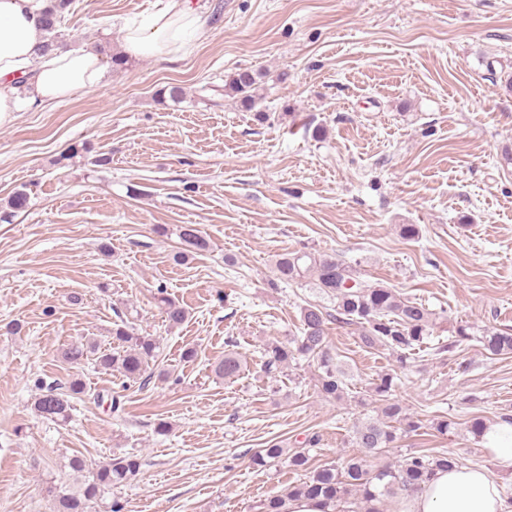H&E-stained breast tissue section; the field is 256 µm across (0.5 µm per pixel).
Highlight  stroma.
<instances>
[{
	"label": "stroma",
	"mask_w": 512,
	"mask_h": 512,
	"mask_svg": "<svg viewBox=\"0 0 512 512\" xmlns=\"http://www.w3.org/2000/svg\"><path fill=\"white\" fill-rule=\"evenodd\" d=\"M154 2L72 0L63 41L119 51L122 23ZM191 3L207 24L178 51L129 59L98 86L0 125V200L31 196L0 223V512H52L44 488L74 454L92 466L140 458L112 493L123 512H258L308 474L256 466L253 455L312 437L311 467L355 454V427L375 415L362 397L384 371L425 433L397 431L376 465L446 451L512 486L469 431L473 419L512 415V356L488 357L477 342L512 333V165L502 161L512 153V0ZM241 68L263 73L257 111L223 93ZM168 85L183 87L182 103L159 104ZM80 139L91 154L60 164ZM95 153L111 165H93ZM180 224L210 241L183 264L173 260ZM403 224L418 225V238L404 239ZM298 250L438 311L427 344L402 364L330 319L343 399L318 393L303 356L267 379L263 344L299 335L302 307L333 306L312 281L275 284L277 256ZM161 293L187 310L181 326L164 322ZM119 318L160 342L146 385L62 357L84 337L105 339ZM12 321L20 334H7ZM460 324L469 339L445 352ZM188 347L197 356L186 362ZM228 352L246 369L217 378ZM75 376L91 393L73 400L66 424L34 413L38 382ZM442 416L457 422L445 435L430 429Z\"/></svg>",
	"instance_id": "obj_1"
}]
</instances>
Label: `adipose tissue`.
<instances>
[{
	"mask_svg": "<svg viewBox=\"0 0 512 512\" xmlns=\"http://www.w3.org/2000/svg\"><path fill=\"white\" fill-rule=\"evenodd\" d=\"M204 22L188 0H159L148 16L121 28L129 57H161L182 45ZM34 0H0V125L38 104H57L95 87L104 75L94 48L40 51ZM24 85H17L19 76ZM398 512H512V487L478 466L435 470L421 488L402 492Z\"/></svg>",
	"mask_w": 512,
	"mask_h": 512,
	"instance_id": "obj_1",
	"label": "adipose tissue"
}]
</instances>
